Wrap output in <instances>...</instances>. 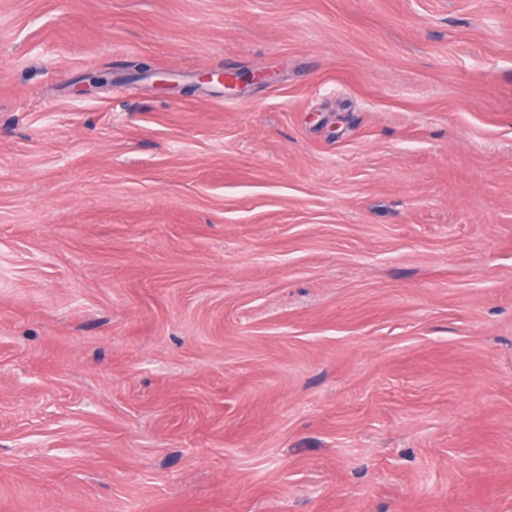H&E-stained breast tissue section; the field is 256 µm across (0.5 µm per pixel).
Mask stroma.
<instances>
[{"instance_id": "35a3bbf8", "label": "stroma", "mask_w": 512, "mask_h": 512, "mask_svg": "<svg viewBox=\"0 0 512 512\" xmlns=\"http://www.w3.org/2000/svg\"><path fill=\"white\" fill-rule=\"evenodd\" d=\"M0 512H512V0H0Z\"/></svg>"}]
</instances>
